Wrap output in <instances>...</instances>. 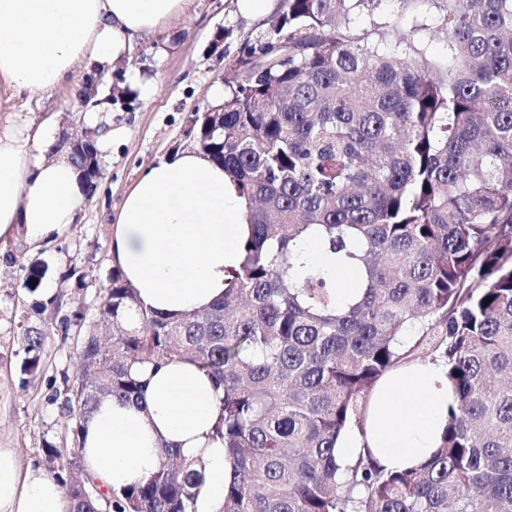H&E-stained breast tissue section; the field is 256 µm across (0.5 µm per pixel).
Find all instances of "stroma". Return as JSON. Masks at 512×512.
I'll use <instances>...</instances> for the list:
<instances>
[{
    "label": "stroma",
    "mask_w": 512,
    "mask_h": 512,
    "mask_svg": "<svg viewBox=\"0 0 512 512\" xmlns=\"http://www.w3.org/2000/svg\"><path fill=\"white\" fill-rule=\"evenodd\" d=\"M274 17L271 11L242 16L235 0H191L184 15L138 41L124 62L151 79V96L115 99L108 112L81 105L73 82L24 105L0 94L1 117L17 113L19 125L45 137L48 147L38 159L51 160L49 147L61 134L74 136L95 126L103 133L101 176L78 222L50 242H30L21 232L0 238V448L13 451L21 471H43L45 444L65 452L73 446L62 405L67 388L78 383L76 345L97 329L95 308L112 276L109 243L126 191L146 167L189 148L185 131L193 114L224 102L226 60L244 39L264 32ZM220 29L229 36L219 60L209 45ZM37 258L48 260L53 274L42 292L31 295L15 283ZM36 300L46 303L37 321L48 337L41 369L30 376L19 370L21 327ZM80 311L86 318L79 327L75 315Z\"/></svg>",
    "instance_id": "obj_1"
}]
</instances>
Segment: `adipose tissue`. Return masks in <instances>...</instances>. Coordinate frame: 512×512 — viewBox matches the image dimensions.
<instances>
[{
	"instance_id": "obj_1",
	"label": "adipose tissue",
	"mask_w": 512,
	"mask_h": 512,
	"mask_svg": "<svg viewBox=\"0 0 512 512\" xmlns=\"http://www.w3.org/2000/svg\"><path fill=\"white\" fill-rule=\"evenodd\" d=\"M190 0H0V91L28 99L48 94L79 71L112 74L135 43L182 16ZM38 136L0 134V238L23 231L34 242L56 238L76 222L85 185L66 155L31 160ZM249 202L221 164L189 148L150 166L126 192L110 252L137 302L171 316L199 311L224 295L240 269L249 235ZM300 261L328 279L358 276L320 241L296 248ZM134 402L107 399L80 435L85 471L103 489L142 483L157 468L160 443L202 465L196 512H221L230 465L214 437L222 393L193 361L147 372ZM455 402L446 368L418 361L387 372L371 394L362 428L339 437L344 463L370 449L388 470L427 462ZM63 486L44 472H21L0 448V512H66Z\"/></svg>"
}]
</instances>
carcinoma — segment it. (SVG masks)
Listing matches in <instances>:
<instances>
[{
	"instance_id": "cac0c4a2",
	"label": "carcinoma",
	"mask_w": 512,
	"mask_h": 512,
	"mask_svg": "<svg viewBox=\"0 0 512 512\" xmlns=\"http://www.w3.org/2000/svg\"><path fill=\"white\" fill-rule=\"evenodd\" d=\"M381 2L283 0L226 64L224 112L194 114L192 145L250 203L245 260L224 298L177 318L139 307L112 273L96 308L112 341L82 338L65 402L75 446L42 448L67 512H195L202 475L179 449L162 445L145 482L105 492L79 441L102 400L138 399L139 371L182 358L224 391L222 512H512V0H427L448 47L438 58L426 27L400 33L414 0L387 16ZM99 137L53 147L88 197ZM312 236L357 260L351 301L297 263ZM51 274L37 258L19 287L34 294ZM46 336L23 329L22 374L40 369ZM418 353L444 362L457 398L432 458L388 471L365 448L340 463L339 436Z\"/></svg>"
}]
</instances>
